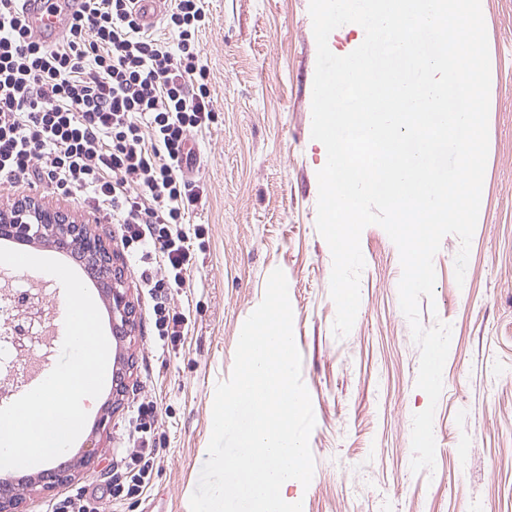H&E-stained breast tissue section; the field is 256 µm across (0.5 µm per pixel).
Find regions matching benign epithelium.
I'll use <instances>...</instances> for the list:
<instances>
[{
  "instance_id": "7a95c632",
  "label": "benign epithelium",
  "mask_w": 512,
  "mask_h": 512,
  "mask_svg": "<svg viewBox=\"0 0 512 512\" xmlns=\"http://www.w3.org/2000/svg\"><path fill=\"white\" fill-rule=\"evenodd\" d=\"M12 236L21 241L48 240L59 248L75 251L97 262L107 272L106 296L112 327L123 337L135 329V313L124 286L120 268L114 265L112 253L101 249L99 242L86 230V224L69 210L50 204L33 195H26L6 205H0V237ZM96 453L86 451L71 469H54L46 475L28 480L26 491L19 494L7 485L0 487V512H24L27 494L38 487L50 491L76 478V471L91 467Z\"/></svg>"
}]
</instances>
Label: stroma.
Masks as SVG:
<instances>
[{"instance_id":"35a3bbf8","label":"stroma","mask_w":512,"mask_h":512,"mask_svg":"<svg viewBox=\"0 0 512 512\" xmlns=\"http://www.w3.org/2000/svg\"><path fill=\"white\" fill-rule=\"evenodd\" d=\"M490 55L489 150L463 282L457 236L434 257L433 298H420L424 328H452L443 391L434 414V470L412 471V417L427 408L416 386L420 349L399 302V252L378 225L364 228L361 302L351 332L336 337L332 254L316 227L320 149L311 137L317 48L309 0H206L199 35L210 72L214 121L193 133L190 176L199 194L186 225L192 266L167 303L189 318L180 342L164 345L152 302L128 258L119 225L84 204L24 182L0 185V204L36 195L89 222L121 268L135 311L123 344L126 390L104 387L71 447H89L94 468L55 497L101 496L100 512H190L207 459L218 383L230 378L241 328L281 269L288 282L301 377L315 416L310 485L289 497L302 512H512V0H482ZM157 406L151 436L161 454L151 486L111 496L133 406ZM111 424L99 431L104 408Z\"/></svg>"}]
</instances>
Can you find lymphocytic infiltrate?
<instances>
[{"instance_id": "obj_1", "label": "lymphocytic infiltrate", "mask_w": 512, "mask_h": 512, "mask_svg": "<svg viewBox=\"0 0 512 512\" xmlns=\"http://www.w3.org/2000/svg\"><path fill=\"white\" fill-rule=\"evenodd\" d=\"M204 0H170L172 41L140 28L133 0H84L63 35L40 42L21 0H0V184L26 180L91 205L134 245L160 338L188 323L166 300L189 269L185 212L197 195L183 180L192 133L213 105L198 34ZM155 406L134 407L122 483L139 494L157 454Z\"/></svg>"}]
</instances>
